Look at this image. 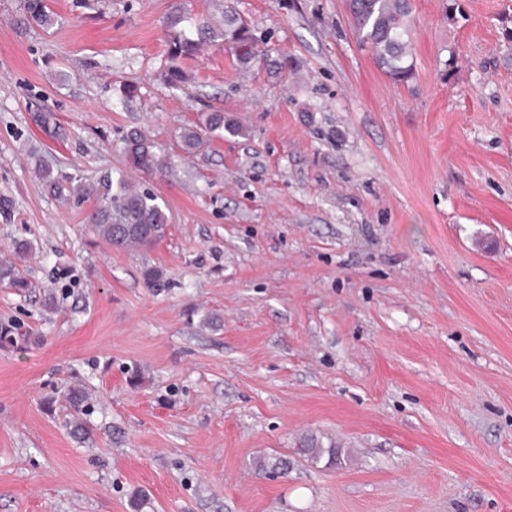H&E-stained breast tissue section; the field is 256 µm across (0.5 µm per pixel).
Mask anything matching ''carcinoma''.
Masks as SVG:
<instances>
[{
    "label": "carcinoma",
    "mask_w": 512,
    "mask_h": 512,
    "mask_svg": "<svg viewBox=\"0 0 512 512\" xmlns=\"http://www.w3.org/2000/svg\"><path fill=\"white\" fill-rule=\"evenodd\" d=\"M26 12L28 20L41 27L54 24L55 18L45 0H26ZM218 13L217 17L213 15L201 21L177 10L168 18L169 65L164 82L169 88L179 89L187 82L179 62L195 56L208 42L221 41L232 46L243 65L259 57L249 25L221 3ZM349 15L357 40L369 48L378 68L395 83L412 79L415 66L410 42L413 22L410 0H351ZM204 134L237 137L243 135V129L224 119L222 112H204L196 126L182 132V151L188 155L196 152ZM123 151L128 165L143 173L153 174L168 167L154 143L140 130L132 129L123 136ZM104 188L102 202L88 217L92 231L99 238L116 249L150 247L165 238L168 217L162 198L136 187L122 170L114 178L106 177ZM0 283L19 291L29 287L14 261L0 262ZM65 398L69 407L79 413L87 401V392L81 387H71ZM300 450L313 464L324 460L332 466L339 462V446L334 442L326 445L323 438L314 434L300 440Z\"/></svg>",
    "instance_id": "obj_1"
}]
</instances>
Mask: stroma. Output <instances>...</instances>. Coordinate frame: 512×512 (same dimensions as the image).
Listing matches in <instances>:
<instances>
[{
    "label": "stroma",
    "instance_id": "35a3bbf8",
    "mask_svg": "<svg viewBox=\"0 0 512 512\" xmlns=\"http://www.w3.org/2000/svg\"><path fill=\"white\" fill-rule=\"evenodd\" d=\"M459 2L412 0L397 84L346 0H234L292 72L207 44L172 91L163 21L210 0H0V512H512V0ZM213 110L243 136L183 156ZM131 128L176 165L131 173L170 224L119 251L86 218ZM300 450L307 461L313 464H318L324 459H326V465L329 466L337 465L340 462L339 446L332 441L325 446L323 437L314 434L306 435L300 440Z\"/></svg>",
    "mask_w": 512,
    "mask_h": 512
}]
</instances>
